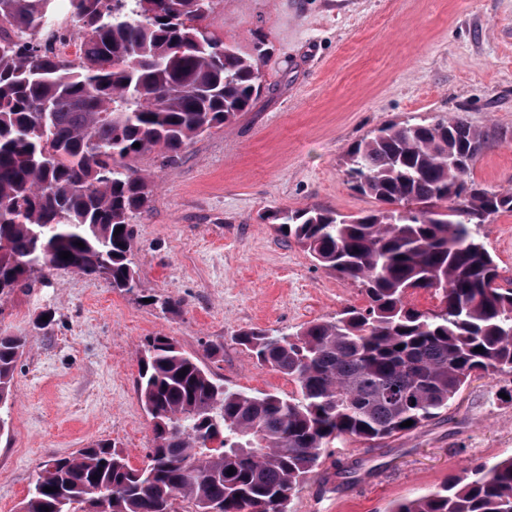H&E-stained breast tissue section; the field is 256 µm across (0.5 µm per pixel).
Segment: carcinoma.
I'll return each instance as SVG.
<instances>
[{
	"label": "carcinoma",
	"mask_w": 512,
	"mask_h": 512,
	"mask_svg": "<svg viewBox=\"0 0 512 512\" xmlns=\"http://www.w3.org/2000/svg\"><path fill=\"white\" fill-rule=\"evenodd\" d=\"M212 4L0 0V298L62 269L138 291L132 220L151 198L127 159L154 147L174 159L262 88L267 55L243 54L204 25ZM67 35L80 44L77 63L55 49ZM495 139L455 112L354 143L344 173L376 209L345 216L313 204L269 219L318 267L359 284L367 305L294 334H235L297 394L228 386L154 336L139 359L153 432L146 461L131 465L110 440L53 456L21 512H179V501L186 512H287L333 441L378 443L448 409L472 376L511 373L512 288L477 229L512 213V191L471 177ZM418 291L433 293L437 309L415 307ZM25 346L0 331V410ZM389 512H512V456Z\"/></svg>",
	"instance_id": "carcinoma-1"
}]
</instances>
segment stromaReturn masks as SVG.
Instances as JSON below:
<instances>
[{
	"label": "stroma",
	"mask_w": 512,
	"mask_h": 512,
	"mask_svg": "<svg viewBox=\"0 0 512 512\" xmlns=\"http://www.w3.org/2000/svg\"><path fill=\"white\" fill-rule=\"evenodd\" d=\"M206 23L243 53L265 41L262 89L176 162L157 149L130 158L153 182L150 210L133 220L138 294L57 270L0 299V329L27 338L11 439L0 441V512H19L50 456L109 439L141 465L152 431L136 379L149 338L172 337L236 387L295 393L235 332L290 333L365 297L315 267L266 215L314 203L345 214L375 209L351 188L343 158L376 128L467 113L498 134L474 164L475 181L512 191V0H214ZM481 234L512 279V213ZM167 298L178 307L161 310ZM212 344L222 352L211 355ZM511 455L512 373L476 378L448 410L383 447L336 441L288 512H387L464 467Z\"/></svg>",
	"instance_id": "obj_1"
}]
</instances>
